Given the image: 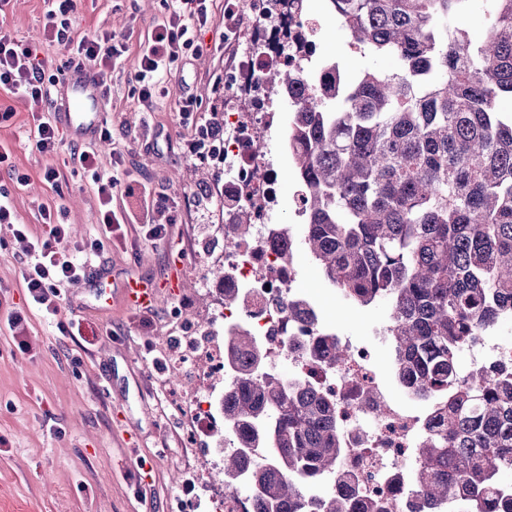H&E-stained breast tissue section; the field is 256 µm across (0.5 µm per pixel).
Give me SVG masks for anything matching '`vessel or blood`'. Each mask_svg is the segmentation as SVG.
<instances>
[{
	"label": "vessel or blood",
	"instance_id": "b4317fda",
	"mask_svg": "<svg viewBox=\"0 0 512 512\" xmlns=\"http://www.w3.org/2000/svg\"><path fill=\"white\" fill-rule=\"evenodd\" d=\"M66 91L55 107L54 118L61 121L67 132L93 139L99 128L103 112L100 92L94 74L84 68L69 70L65 76ZM178 278L158 283L147 279H129L121 293L128 306L147 309L153 307L166 288L178 287Z\"/></svg>",
	"mask_w": 512,
	"mask_h": 512
}]
</instances>
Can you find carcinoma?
<instances>
[{
    "mask_svg": "<svg viewBox=\"0 0 512 512\" xmlns=\"http://www.w3.org/2000/svg\"><path fill=\"white\" fill-rule=\"evenodd\" d=\"M490 5L484 33L460 29L477 2ZM352 48L390 56L391 71L367 68L336 86L325 62L314 96L290 108L291 175L306 210L301 245L348 302L390 307L392 373L418 400L448 403L443 431L416 449L426 500L463 512L512 504L499 477L512 462V369L463 378L468 343L512 319V0H328ZM300 67L263 80L288 99L304 86ZM235 374L214 401L245 449L224 457V487L247 475L252 512H306L300 473L339 472L333 404L301 381L264 368V348L224 337ZM269 464L252 467L251 448ZM325 496L321 512H376Z\"/></svg>",
    "mask_w": 512,
    "mask_h": 512,
    "instance_id": "1",
    "label": "carcinoma"
}]
</instances>
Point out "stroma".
Instances as JSON below:
<instances>
[{"label":"stroma","instance_id":"1","mask_svg":"<svg viewBox=\"0 0 512 512\" xmlns=\"http://www.w3.org/2000/svg\"><path fill=\"white\" fill-rule=\"evenodd\" d=\"M320 23L316 53L336 59L347 80L362 70L394 69L389 58L371 60L344 55L348 32L336 24L327 0H304ZM44 0H10L0 11V29L38 43L44 56L58 60L63 47L42 39ZM162 0H84L72 22L78 35L112 33L125 39L127 58L103 71L111 88L103 102L109 141L98 143L103 160L120 154L127 177L148 181L173 202L161 221L169 237L146 239L140 226L113 232L95 263L104 269L113 292L95 296L86 284L66 288L55 316L31 311L24 342L8 328L10 311L25 306L21 272L27 255L11 229L0 224V512H177L185 473L208 487H223L224 459L192 448L184 438L181 403L195 389L192 379L156 369L176 337L212 328L222 285L208 271L214 253L224 249L222 223L224 173L207 160L188 155L189 129L181 124L178 103L194 94L204 115L224 110V136L232 138L236 113L248 112V96L224 87V49L216 30L204 36L205 51L178 64L168 77L166 94L153 107L134 92V58L151 25L164 17ZM13 114L0 126V148L25 173L23 184L10 185V202L33 234L44 231L41 208L59 203L72 242L97 230L99 201L91 180L66 171L59 186L43 179L47 165L61 166L78 142L64 138L48 158L32 150L34 115H50V100H34L0 90V108ZM281 191L273 221L301 233L289 210L296 190L281 134L265 140ZM301 286L314 295L322 317L345 336L366 337L389 319L386 306H354L321 277L306 251L295 256ZM179 271L183 288L164 295L152 309L127 306L119 292L123 279L162 280ZM79 323L81 332H63Z\"/></svg>","mask_w":512,"mask_h":512}]
</instances>
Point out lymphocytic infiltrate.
<instances>
[{
	"label": "lymphocytic infiltrate",
	"mask_w": 512,
	"mask_h": 512,
	"mask_svg": "<svg viewBox=\"0 0 512 512\" xmlns=\"http://www.w3.org/2000/svg\"><path fill=\"white\" fill-rule=\"evenodd\" d=\"M163 4L165 21L148 31L135 57L138 99L149 106L163 95L165 78L174 64L188 54L200 52L201 47L196 42L198 32L215 25L213 0H163ZM81 6L82 0H48L43 21L44 39L65 47L63 66L67 69L87 58L112 67L120 64L127 51L123 40L108 34L75 36L70 22ZM53 69L52 61L41 57L36 46L0 33V88L34 99L45 98L50 85L56 81ZM178 112L191 130L185 142L188 154L204 158L212 142L223 137V126L217 120L199 117L198 101L190 94L182 98ZM70 159L75 170L90 174L100 203L99 233L78 247H69V229L61 224L49 206L41 210L45 232L32 235L10 205L7 189L0 188V224L9 225L14 236L27 244L23 286L32 307L50 314L58 310L62 288L85 280L94 257L103 251L105 242L111 241L115 229L125 224H139L145 227L146 237L151 241L164 239L168 234L167 225L152 220L153 213L170 206L169 197L157 187L148 182L141 184L138 206L131 209L118 202L120 165L103 171L99 151L91 146L74 149Z\"/></svg>",
	"instance_id": "obj_1"
}]
</instances>
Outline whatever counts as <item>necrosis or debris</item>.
<instances>
[{"label": "necrosis or debris", "instance_id": "obj_1", "mask_svg": "<svg viewBox=\"0 0 512 512\" xmlns=\"http://www.w3.org/2000/svg\"><path fill=\"white\" fill-rule=\"evenodd\" d=\"M255 23L263 34L251 48L253 65L227 77V87L248 89L259 101L250 112L238 115L235 134L224 149V181L251 206L253 222L246 235L225 238L222 260L224 285L237 289V305L218 310L225 332H239L263 343L273 370H287L289 379H304L336 404L339 439L345 450L342 471L359 475L357 498L375 499L382 512H425L427 505L414 474L421 461L414 450L421 441L438 435L442 422L432 408L412 407L407 392H394L376 361L384 332L367 340L337 336L344 357L339 361L320 358L321 339L330 335L322 320L291 319L283 311L286 302L302 299L299 273L285 260L280 248L293 233L284 224L272 223L278 187L275 173L265 159L264 132L285 129L286 121L267 105L264 73L290 62L289 38L296 30L315 33L311 16L281 7L257 11ZM461 375L492 364L512 366V341L492 336L464 348ZM208 364L210 378L232 383L223 368L224 351L216 337H183L169 356L172 369L182 375L197 361ZM190 423L188 441L223 436L225 454H232L240 441L232 429L222 428L207 400L206 387H198L182 405Z\"/></svg>", "mask_w": 512, "mask_h": 512}]
</instances>
